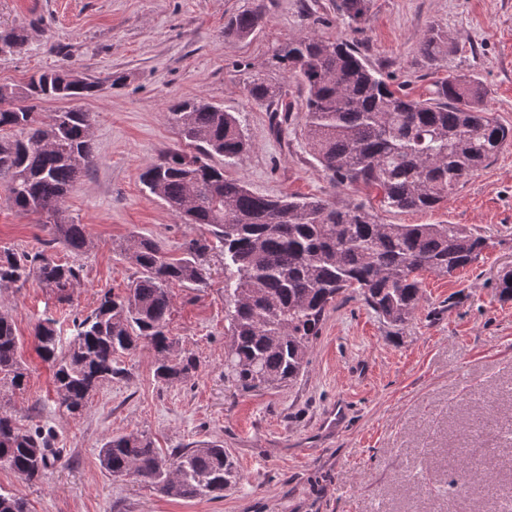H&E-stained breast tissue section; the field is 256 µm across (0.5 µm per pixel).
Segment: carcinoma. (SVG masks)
<instances>
[{
  "label": "carcinoma",
  "instance_id": "cac0c4a2",
  "mask_svg": "<svg viewBox=\"0 0 512 512\" xmlns=\"http://www.w3.org/2000/svg\"><path fill=\"white\" fill-rule=\"evenodd\" d=\"M371 0H335L342 22L358 29ZM263 11L246 8L224 24V34L254 35ZM18 28L0 30V52L24 47ZM419 54L435 66L448 54V37L431 27ZM279 73L303 93L302 134L315 160L338 187L362 185L380 195L381 207L431 211L468 177L512 142L484 104L479 80L450 75L431 97L414 99L367 65L354 44L313 33L293 36L273 48L244 86L255 104L271 107L270 126L280 134L292 120L288 89L272 81ZM102 82L70 69L33 75L16 87L0 84V175L7 178L8 205L24 214L46 215L53 241L71 254L85 252L83 225L62 209L71 184L95 164L91 114L79 108L40 118L47 99L95 96ZM170 118L195 152L169 151L146 168L142 184L185 224H204L224 252L225 336L234 359L224 378L243 392L291 385L306 370L313 341L327 309L352 290L385 323L408 322L422 299L424 272L450 275L476 262L485 237L458 224H386L364 203L337 206L321 197H269L224 177L216 157L239 159L250 150L239 120L219 105L180 100ZM206 239L192 240L183 256L169 258L155 240L132 235L121 253L137 270L124 294L105 293L98 306L75 321L67 347L53 322L35 326L36 346L54 368L59 405L82 413L103 382L124 375L120 357L142 346L156 355L155 375L178 382L197 370L191 357L173 356L168 324L169 287L201 285ZM82 267L0 248V286L37 281L70 299ZM0 382L25 386L19 336L12 315L0 311ZM49 439L22 429L0 411V463L31 480L48 468ZM99 460L113 477H132L162 494L195 499L224 492L240 479L234 460L216 443L175 448L164 455L145 434L112 436ZM0 512H26L24 502L0 490Z\"/></svg>",
  "mask_w": 512,
  "mask_h": 512
}]
</instances>
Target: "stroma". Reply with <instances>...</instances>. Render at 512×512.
<instances>
[{
  "label": "stroma",
  "mask_w": 512,
  "mask_h": 512,
  "mask_svg": "<svg viewBox=\"0 0 512 512\" xmlns=\"http://www.w3.org/2000/svg\"><path fill=\"white\" fill-rule=\"evenodd\" d=\"M253 0H0V26L24 29L21 51L0 54V84L68 68L104 80L125 77L79 100L93 115L96 162L68 190L67 218L84 225L88 247L71 255L52 243L41 218L6 202L0 178V247L79 262L70 300L30 281L0 287V310L12 314L27 372L23 389L0 387V406L21 428L52 435L57 453L45 477L29 481L0 465V489L26 512H502L512 503V298L498 284L512 273V145L505 146L448 201L427 212L379 208L375 191L332 187L299 132L275 136L265 107L244 86L253 66L288 37L311 32L353 42L371 66L411 97H429L437 80L478 77L486 106L512 126V0H372L361 31L348 29L333 0H263V29L245 40L224 24ZM448 36V55L423 67L419 42L430 27ZM204 98L233 113L251 143L224 175L265 196L316 195L345 205L377 206L391 224H461L487 246L453 275H425L415 316L394 327L359 296L328 308L310 363L297 382L244 393L224 378V255L206 253L207 287L172 284L169 334L178 355L198 369L168 384L154 375L143 346L123 356L125 377L103 382L87 409L58 405L52 369L36 352L34 326L53 320L69 340L75 318L104 293L136 277L119 245L133 234L182 257L206 227L182 223L139 179L142 170L187 143L168 118L178 100ZM346 404L343 419L329 413ZM144 432L168 452L218 441L235 460L239 482L219 499L182 500L150 485L110 477L98 453L108 437ZM477 477L467 492L453 481L462 463ZM495 489L487 491L483 475Z\"/></svg>",
  "instance_id": "stroma-1"
}]
</instances>
